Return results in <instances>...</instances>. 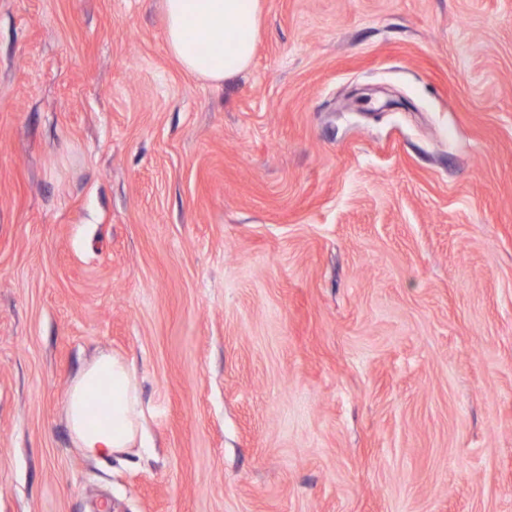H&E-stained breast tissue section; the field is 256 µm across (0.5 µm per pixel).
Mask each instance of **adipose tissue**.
Returning a JSON list of instances; mask_svg holds the SVG:
<instances>
[{"mask_svg":"<svg viewBox=\"0 0 512 512\" xmlns=\"http://www.w3.org/2000/svg\"><path fill=\"white\" fill-rule=\"evenodd\" d=\"M167 43L189 72L222 80L250 64L258 39L261 0H164ZM220 30L222 43L200 53L191 34ZM105 391V411L112 421H94L86 405L96 389ZM71 436L93 459L127 452L144 435V409L137 378L128 363L109 353L98 354L71 384L64 404Z\"/></svg>","mask_w":512,"mask_h":512,"instance_id":"adipose-tissue-1","label":"adipose tissue"}]
</instances>
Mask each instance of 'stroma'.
Wrapping results in <instances>:
<instances>
[{
  "instance_id": "stroma-1",
  "label": "stroma",
  "mask_w": 512,
  "mask_h": 512,
  "mask_svg": "<svg viewBox=\"0 0 512 512\" xmlns=\"http://www.w3.org/2000/svg\"><path fill=\"white\" fill-rule=\"evenodd\" d=\"M0 512H512V0H262L220 81L164 0H0ZM106 386L104 411L112 424L94 421L87 397ZM71 436L89 458H112L127 452L144 435V409L139 384L128 363L111 353L98 354L71 384L64 404Z\"/></svg>"
}]
</instances>
